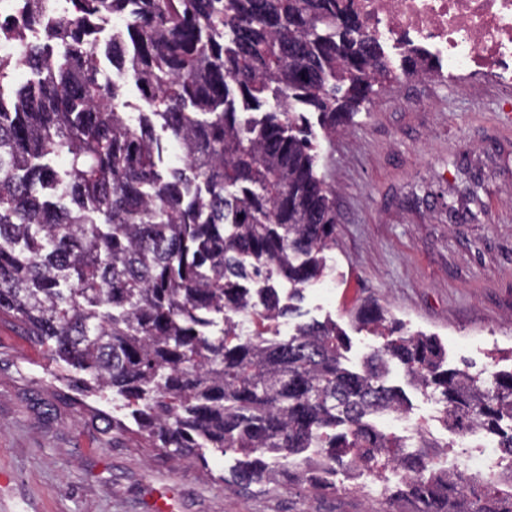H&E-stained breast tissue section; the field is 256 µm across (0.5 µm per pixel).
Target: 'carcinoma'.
Masks as SVG:
<instances>
[{
	"label": "carcinoma",
	"instance_id": "obj_1",
	"mask_svg": "<svg viewBox=\"0 0 512 512\" xmlns=\"http://www.w3.org/2000/svg\"><path fill=\"white\" fill-rule=\"evenodd\" d=\"M40 2L0 18V41L22 49L0 56V315L47 348L57 381L123 400L175 460L240 452L230 486L318 491L338 467L390 468L403 472L390 497L416 512H512V467L451 473L439 444L421 434L408 450L372 422L404 405L387 385L399 364L439 393L449 429L512 456V371L445 369L435 338L402 333L377 304L356 314L384 338L358 371L334 322L280 337L292 307L274 282L292 299L323 277L336 229L298 106L332 133L388 77L342 0H71L32 42ZM110 15L126 18L105 55L140 94L133 122L100 69L96 26ZM404 62L433 71L418 50ZM20 70L30 77L6 81ZM170 144L178 165H164Z\"/></svg>",
	"mask_w": 512,
	"mask_h": 512
}]
</instances>
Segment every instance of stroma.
<instances>
[{"label": "stroma", "instance_id": "stroma-1", "mask_svg": "<svg viewBox=\"0 0 512 512\" xmlns=\"http://www.w3.org/2000/svg\"><path fill=\"white\" fill-rule=\"evenodd\" d=\"M310 122L316 172L336 189V239L325 277L303 291L280 322L336 321L345 332V365L359 369L377 345L356 310L378 301L405 333L438 338L448 368L512 370V85L488 73L447 77L440 69L409 76L394 69L357 107L346 131L326 136ZM58 366L10 322L0 323V512H397L383 484L362 476L349 491L254 484L228 491L234 453L172 462L145 435L111 436L94 410L126 419L121 400L64 403ZM411 417L451 457L467 442L448 431L436 395L415 389L401 366Z\"/></svg>", "mask_w": 512, "mask_h": 512}]
</instances>
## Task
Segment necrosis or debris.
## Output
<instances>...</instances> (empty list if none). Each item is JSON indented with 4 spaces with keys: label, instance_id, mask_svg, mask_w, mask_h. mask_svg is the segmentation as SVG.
Masks as SVG:
<instances>
[{
    "label": "necrosis or debris",
    "instance_id": "necrosis-or-debris-1",
    "mask_svg": "<svg viewBox=\"0 0 512 512\" xmlns=\"http://www.w3.org/2000/svg\"><path fill=\"white\" fill-rule=\"evenodd\" d=\"M362 31L393 55L419 49L451 75L487 69L512 82V0H344Z\"/></svg>",
    "mask_w": 512,
    "mask_h": 512
}]
</instances>
